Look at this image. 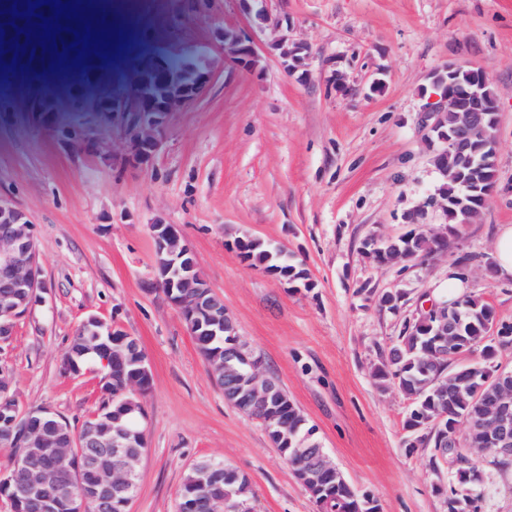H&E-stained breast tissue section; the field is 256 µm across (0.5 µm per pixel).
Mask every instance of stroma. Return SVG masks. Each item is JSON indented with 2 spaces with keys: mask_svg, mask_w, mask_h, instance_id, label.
<instances>
[{
  "mask_svg": "<svg viewBox=\"0 0 512 512\" xmlns=\"http://www.w3.org/2000/svg\"><path fill=\"white\" fill-rule=\"evenodd\" d=\"M183 0H117L128 35L101 89L132 87L137 65L205 51L213 79L171 113L145 169L107 114L79 111L77 72H51L35 89L0 77V199L34 223L44 286L0 344V365L21 409L47 408L81 425L106 399L102 373L61 371L78 325L95 315L135 337L148 357L143 400L148 447L130 512H176L193 465L221 460L249 475L256 512H319L264 427L224 399L179 312L153 286L150 227L176 225L238 335L314 425L346 481L381 512H446V469L431 448L405 447L408 404L380 389L372 367L422 293L443 292L448 259L400 270L364 258L365 238L399 236L410 210L442 177L418 124L434 71L481 69L499 106L497 176L480 219L459 241L493 254L512 225V0H266L268 21L241 0H215L196 17ZM248 31L254 69L211 49L216 27ZM310 45L306 80L290 77L274 44ZM71 123L101 143L90 156L62 140ZM250 236L284 246L311 288L251 266L235 246ZM466 292L512 323V279L473 266ZM403 293L402 314L379 295Z\"/></svg>",
  "mask_w": 512,
  "mask_h": 512,
  "instance_id": "1",
  "label": "stroma"
}]
</instances>
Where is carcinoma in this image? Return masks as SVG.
Returning <instances> with one entry per match:
<instances>
[{"mask_svg": "<svg viewBox=\"0 0 512 512\" xmlns=\"http://www.w3.org/2000/svg\"><path fill=\"white\" fill-rule=\"evenodd\" d=\"M50 54H42V47H27L20 66L6 73L22 79L21 72L38 74L51 69ZM105 69V59H82V71L76 82L81 88L98 83ZM472 76L459 72L448 78V91L460 96L463 104H472L466 97ZM498 114L490 112L481 123L471 125L469 144L473 151L472 166H461L454 155H438L435 163L440 170H448V178L440 185L441 196L448 199V238L443 239L433 227L422 224L395 240L379 243L373 238L363 241V254L379 265L400 264L410 260L425 261L435 252L449 248V240L460 237V228L476 222L484 207L487 191L495 185V155ZM243 258L256 267L274 272L291 282L308 286V273L298 265L288 263L283 250L272 248L259 240L245 239L236 243ZM446 308L436 317L418 321L404 318L395 344L388 356L375 367L373 376L381 388L395 385L410 401L404 426L414 435L406 447L428 443L433 448L432 463L449 465L447 512H481L479 488L485 472L483 464L498 470L512 467V456L492 455L484 461L480 456L463 455L459 448H494L495 438L480 425L481 417L512 391V371L498 372L494 362L497 348L512 344V324L496 318L493 307L482 297L464 293L452 300H444ZM208 335L195 338L198 351L211 368L213 377L224 392V400L238 412L256 419L268 432L271 442L286 463L300 472V484L319 506L320 512H359L361 493L341 476L330 477L329 470L302 462L298 449L312 441L313 429L306 426L301 410L293 403L279 379L268 374V386L256 380L255 374L239 361L238 354L246 351V344L238 336L233 321L214 319L202 313ZM96 337L77 327L66 352L71 362V374L90 358L97 347L112 351V368L106 371L110 409L120 408L118 425L137 428V451L147 448L143 426L138 421L145 416L142 401L130 388L138 377L141 349L133 338L122 330L107 335V327L99 328ZM481 349L483 361L457 369L459 356L473 349ZM427 430L424 435L418 434ZM0 443L11 447L8 467L19 468L20 477L26 471L44 462L42 458L24 460L16 443L3 437ZM91 474L81 483L69 482L67 492L56 499L51 512H72L71 500L79 499L89 490ZM224 489V501L229 508L254 498L250 479L237 470L224 466V479L216 481Z\"/></svg>", "mask_w": 512, "mask_h": 512, "instance_id": "cac0c4a2", "label": "carcinoma"}]
</instances>
